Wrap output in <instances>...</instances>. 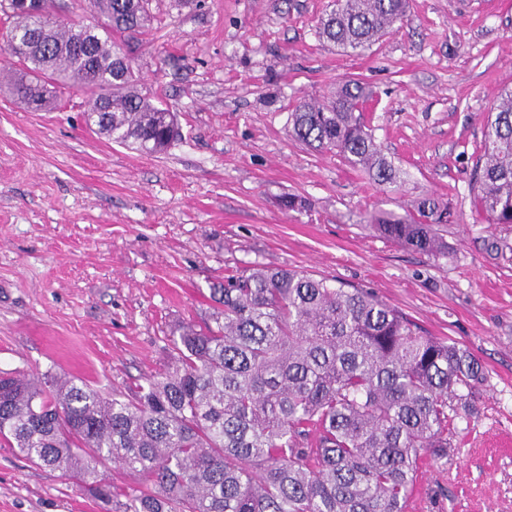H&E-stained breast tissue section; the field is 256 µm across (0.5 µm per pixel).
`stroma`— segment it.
<instances>
[{"mask_svg": "<svg viewBox=\"0 0 512 512\" xmlns=\"http://www.w3.org/2000/svg\"><path fill=\"white\" fill-rule=\"evenodd\" d=\"M330 0H150L128 57L138 87L182 136L145 155L96 133L81 96L28 111L0 97V374L48 372L103 394L164 371L185 323H211V290L254 264L374 293L482 364L475 414L444 466H427L408 512H512V226L476 211L483 118L512 81V0H409L359 56L319 40ZM405 174L383 188L290 133L300 99L348 80ZM295 195L307 208L283 209ZM448 201L437 260L361 224ZM497 239L499 249L487 242ZM79 477L0 441V512H109Z\"/></svg>", "mask_w": 512, "mask_h": 512, "instance_id": "obj_1", "label": "stroma"}]
</instances>
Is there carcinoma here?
Wrapping results in <instances>:
<instances>
[{"label": "carcinoma", "instance_id": "1", "mask_svg": "<svg viewBox=\"0 0 512 512\" xmlns=\"http://www.w3.org/2000/svg\"><path fill=\"white\" fill-rule=\"evenodd\" d=\"M0 0L12 22L15 68L0 81L36 109L63 91L84 97L87 120L146 155L178 136L175 116L136 87L121 39L151 24L149 0H93L103 22L70 25ZM408 0H334L317 35L359 55L401 21ZM368 98L348 81L325 102L302 100L291 136L335 152L377 185L401 182L356 115ZM474 206L512 224V85L487 113ZM448 203L415 200L403 215L360 223L437 258ZM215 325H183L164 371L107 398L65 375L0 376V441L29 460L82 477L116 512H406L421 469L448 464L456 419L485 380L458 344L422 334L374 294L292 269L257 265L213 289ZM112 461L143 477L120 491L98 470Z\"/></svg>", "mask_w": 512, "mask_h": 512}]
</instances>
